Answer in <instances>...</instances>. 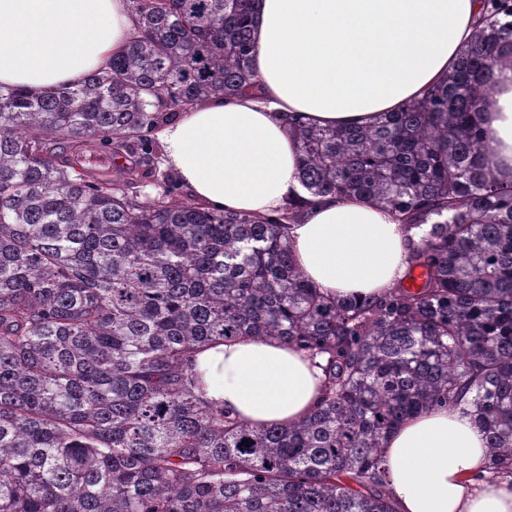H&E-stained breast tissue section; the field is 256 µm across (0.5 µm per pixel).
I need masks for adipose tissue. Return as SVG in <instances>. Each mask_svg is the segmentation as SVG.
Wrapping results in <instances>:
<instances>
[{"instance_id":"1","label":"adipose tissue","mask_w":512,"mask_h":512,"mask_svg":"<svg viewBox=\"0 0 512 512\" xmlns=\"http://www.w3.org/2000/svg\"><path fill=\"white\" fill-rule=\"evenodd\" d=\"M480 0H259L252 89L214 97L156 131L164 164L224 212L276 214L302 193L296 129L350 127L395 112L455 66ZM129 0H0V85L49 89L106 68L135 33ZM478 116L486 165L512 177V58ZM288 240L302 276L332 300L403 280L415 231L361 197L316 202ZM208 398L253 425L297 422L322 397V371L276 339H238L197 356ZM397 512H512V478L487 476L482 430L459 408L405 420L384 444Z\"/></svg>"}]
</instances>
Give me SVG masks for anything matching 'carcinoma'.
<instances>
[{"label":"carcinoma","instance_id":"1","mask_svg":"<svg viewBox=\"0 0 512 512\" xmlns=\"http://www.w3.org/2000/svg\"><path fill=\"white\" fill-rule=\"evenodd\" d=\"M254 0H133L109 66L50 90L0 86V512H394L381 448L464 406L490 476H512V182L476 113L512 53L488 0L456 68L370 126L296 132L304 195L274 217L87 178L61 154L150 155L172 110L250 83ZM364 196L423 233L420 282L331 301L287 225ZM274 337L318 361L320 405L253 426L206 397L204 347Z\"/></svg>","mask_w":512,"mask_h":512}]
</instances>
